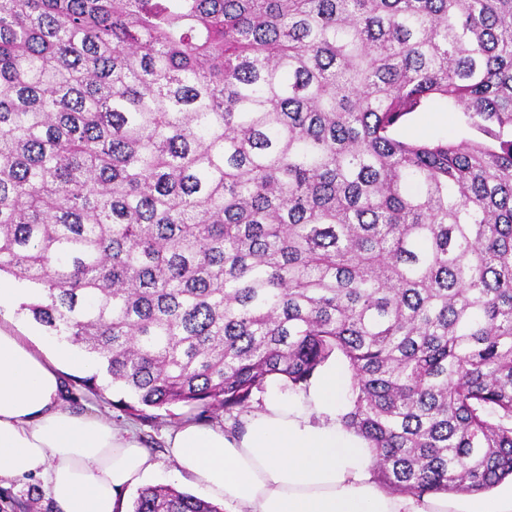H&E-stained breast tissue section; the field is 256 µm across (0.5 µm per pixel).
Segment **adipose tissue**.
<instances>
[{
	"label": "adipose tissue",
	"mask_w": 512,
	"mask_h": 512,
	"mask_svg": "<svg viewBox=\"0 0 512 512\" xmlns=\"http://www.w3.org/2000/svg\"><path fill=\"white\" fill-rule=\"evenodd\" d=\"M17 289L0 285V478H40L59 512H126L125 494L162 467L138 436L63 404L62 365L92 360L16 333ZM344 363L306 391L268 390L240 430L187 422L167 439L173 471L224 512H512V486L493 494H396L373 476V451L340 421Z\"/></svg>",
	"instance_id": "ef3b65f1"
}]
</instances>
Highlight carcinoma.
<instances>
[{"instance_id":"cac0c4a2","label":"carcinoma","mask_w":512,"mask_h":512,"mask_svg":"<svg viewBox=\"0 0 512 512\" xmlns=\"http://www.w3.org/2000/svg\"><path fill=\"white\" fill-rule=\"evenodd\" d=\"M446 103L481 140L408 141ZM131 417L339 356L391 491L512 476V0H0V275ZM132 512H220L171 487Z\"/></svg>"}]
</instances>
